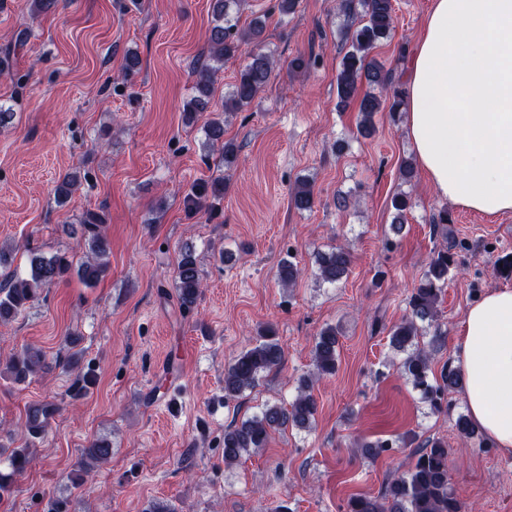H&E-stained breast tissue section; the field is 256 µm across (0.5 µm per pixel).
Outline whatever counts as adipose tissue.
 <instances>
[{"instance_id":"obj_1","label":"adipose tissue","mask_w":512,"mask_h":512,"mask_svg":"<svg viewBox=\"0 0 512 512\" xmlns=\"http://www.w3.org/2000/svg\"><path fill=\"white\" fill-rule=\"evenodd\" d=\"M405 128L438 195L480 213L512 211V0H433L406 87ZM464 404L512 451V289L469 307L455 353Z\"/></svg>"}]
</instances>
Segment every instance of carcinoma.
Returning a JSON list of instances; mask_svg holds the SVG:
<instances>
[{
  "label": "carcinoma",
  "mask_w": 512,
  "mask_h": 512,
  "mask_svg": "<svg viewBox=\"0 0 512 512\" xmlns=\"http://www.w3.org/2000/svg\"><path fill=\"white\" fill-rule=\"evenodd\" d=\"M213 25L208 29V55L197 70V95L186 104L187 120L195 122L207 111L212 92V78L224 67V61L244 57L232 91L224 98V113L237 112L249 106L271 81L275 62L263 49L265 20L256 17L247 27L238 26V17L232 7L240 0H211ZM339 12L345 17V39L349 49L343 55L336 73V94L339 105L346 107L358 101L357 132L363 137L373 134L374 115L384 105L383 95L392 82L384 64L371 56L377 43L387 38L394 23L393 0H339ZM208 140L222 143L224 167L236 160L232 141L224 140L223 113H214L204 125ZM80 185L75 173L62 176L57 188V202L61 203ZM224 199V176L217 175L197 182L186 194L184 203L190 214L208 213L215 202ZM292 203L298 210H310L315 204L314 191L306 181L296 183ZM395 210L392 228L401 232L409 199L397 195L392 201ZM85 239L88 243L85 260L79 265L65 254L46 258L36 253L29 256V271L25 277H11L0 283V324H7L21 315L44 286L75 272L85 284L97 283L108 269L109 244L101 232L102 219L95 213L86 214ZM458 244L445 245L433 251L418 284L408 297L406 318L389 330V345L405 354L400 369L420 390L422 398L434 413L448 411V395L463 386L464 374L447 362L439 372L431 367V351L421 344L427 328L436 321L439 303L448 285L450 273L458 267ZM352 254L348 248L336 245L318 253L315 277L322 283L336 284L347 278L351 270ZM300 270L288 258L279 262L278 280L283 287L295 284ZM175 285L180 305L192 308L201 295L202 273L194 252L182 251L175 267ZM340 330L335 325L324 326L315 336L312 348L315 372L320 378L336 372L339 356ZM283 349L273 328L262 330L256 344L239 353L224 369V397L235 398L254 389L263 375L278 368L283 362ZM42 354L27 349L15 357L9 370L18 381L34 374L42 366ZM317 414V401L309 390V380H299L298 392L287 405L268 404L260 413L231 425L224 430V464L239 463L265 447L271 433L287 428L304 430L311 426ZM112 448L104 442H94L82 453L81 466H91L107 460ZM29 464L28 454L21 449L12 456V473L0 474V493L9 490L13 475L22 473ZM345 512H464L450 486L448 448L442 438H429L414 453L410 467L397 474L378 496L354 495L347 501Z\"/></svg>",
  "instance_id": "1"
}]
</instances>
